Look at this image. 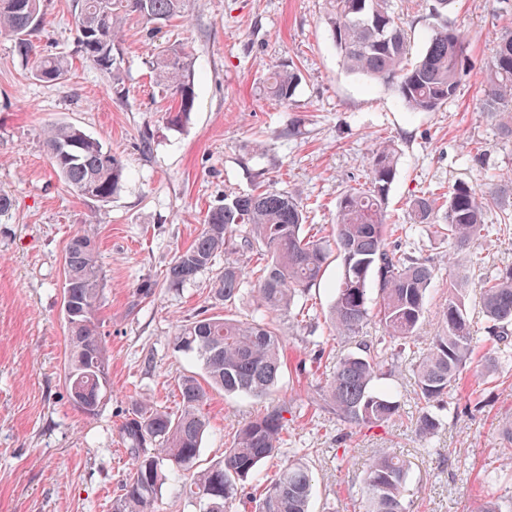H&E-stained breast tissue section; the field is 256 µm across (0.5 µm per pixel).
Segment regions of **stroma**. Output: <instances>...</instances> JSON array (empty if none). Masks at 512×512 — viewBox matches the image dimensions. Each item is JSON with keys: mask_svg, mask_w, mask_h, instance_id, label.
<instances>
[{"mask_svg": "<svg viewBox=\"0 0 512 512\" xmlns=\"http://www.w3.org/2000/svg\"><path fill=\"white\" fill-rule=\"evenodd\" d=\"M435 0H389L419 55L433 28L461 29L467 41L464 76L455 97L432 112L410 111L392 82L350 73L324 22L325 0H191L187 21L146 31L129 16L120 44L126 93L76 55L71 0H43V25L33 32L37 55L73 57L61 84L31 76L33 61L0 37V191L14 200L0 217V512H112L131 460L119 428L146 400L174 413L177 379L200 372L193 357L175 353L176 321L202 310L244 319L251 299L224 307L213 297L212 268L167 287L174 255L199 233L209 209L262 186L294 192L311 229L329 233L337 206L366 181L381 145L397 151L387 215L403 225L392 246L427 261L434 271L423 338L405 351L375 390L397 394L398 414L374 427L340 425L316 389L337 354L357 352L360 338L329 339L325 315L340 262H332L309 297L307 323L285 332L287 366L271 394L292 398L283 445L247 484L265 488L280 462L299 456L316 478L313 512H362L361 488L370 461L391 452L410 465L407 512H473L485 497L512 512V448L501 418H512V361L490 363V344L438 409L442 425L431 441L413 431L419 407L411 365L437 330L436 310L448 296V240L416 223L409 202L464 185L484 191L512 176V138L482 101L481 81L502 33L512 30V0H456L436 13ZM194 62L195 101L178 125L167 122L173 99L154 82L149 50L173 42ZM293 62L303 78L288 102L263 92L276 65ZM72 124L99 140L126 167L120 190L106 202L82 197L55 173L43 144L48 124ZM84 230L99 247L103 303L99 333L110 376L97 415L70 403L64 377L63 252ZM477 275L512 267V233H491L475 246ZM155 283L143 296V282ZM266 401L210 393L203 411L210 428L201 458L215 462L237 427Z\"/></svg>", "mask_w": 512, "mask_h": 512, "instance_id": "1", "label": "stroma"}]
</instances>
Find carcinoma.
Here are the masks:
<instances>
[{
  "label": "carcinoma",
  "mask_w": 512,
  "mask_h": 512,
  "mask_svg": "<svg viewBox=\"0 0 512 512\" xmlns=\"http://www.w3.org/2000/svg\"><path fill=\"white\" fill-rule=\"evenodd\" d=\"M326 23L346 68L374 80H394L406 107L431 112L455 97L465 73L466 39L453 28L437 29L420 57L408 62L407 33L389 10L388 0H326ZM186 0H74L77 52L107 74L113 93H123L119 32L125 16L145 24L180 18ZM43 23L41 0H0V35L13 38L14 50L34 55L32 32ZM157 83L177 96L169 122L191 112L195 101L191 53L177 44L150 56ZM71 69L64 53L40 56L33 75L62 83ZM299 72L282 65L271 72L264 91L286 103ZM484 101L505 134L512 136V30L499 38L482 82ZM54 170L78 195L106 201L120 189L125 168L102 144L74 125H53L44 132ZM397 167L396 149L379 147L368 163L369 182L350 189L340 200L331 234L305 229L306 216L295 195L267 190L224 199L210 210L192 244L176 253L166 272L171 286L183 284L212 266L224 254V269L213 281L214 297L232 305L253 297L251 318L205 315L176 322L172 344L177 352L194 353L203 379L183 375L178 381L181 407L171 414L146 401L120 427L131 467L112 512H153L163 486L175 475L189 476L182 493L194 512H232L244 483L260 464L272 459L283 443L292 400H281L237 429L224 458L200 467L201 443L208 428L202 412L208 390L261 398L278 383L284 367V336L277 318L305 322L309 290L319 283L331 257L340 258L342 274L328 313L334 336H356L377 318L382 334L367 340L357 353L336 356L329 379L317 391L343 425L374 426L391 420L398 401L373 389L376 378L390 371L407 346L420 337L433 279L432 267L409 252L390 247L386 238L401 229L386 223V200ZM512 209V177L477 193L459 185L441 196L416 195L411 211L419 224H433L451 240L448 265L493 231L485 223L490 207ZM63 296L76 310L67 321L66 384L75 407L94 416L108 381V356L99 336L97 314L102 302V267L95 242L77 231L64 252ZM479 289L483 325L465 310V297ZM437 331L413 364L414 393L420 404L414 431L429 441L441 426L432 411L454 387L477 345L492 341L497 353L512 355V268L477 280L467 274L450 283L448 299L437 311ZM407 462L380 454L368 465L363 487L364 512H405L409 479ZM314 476L296 458L280 465L254 512H309Z\"/></svg>",
  "instance_id": "obj_1"
}]
</instances>
